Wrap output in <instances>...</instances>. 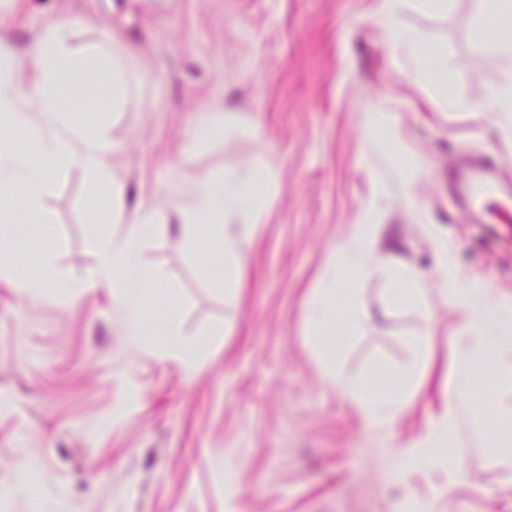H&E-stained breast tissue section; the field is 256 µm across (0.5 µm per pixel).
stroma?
Wrapping results in <instances>:
<instances>
[{
    "mask_svg": "<svg viewBox=\"0 0 512 512\" xmlns=\"http://www.w3.org/2000/svg\"><path fill=\"white\" fill-rule=\"evenodd\" d=\"M478 8L448 0L439 13L403 12L399 26L428 52L398 64L378 0H0V41L18 56L62 17L74 51L98 50L125 70V103L109 119L124 149L110 176L127 184L130 204L150 196L168 213L142 250L144 265L168 276L145 286L143 316L155 333L176 314L187 340L208 344L188 373L127 334L107 289L23 298L12 279L35 275L42 252L80 273L126 227L93 221L76 166H48L40 213H25L21 191L1 195L14 211L0 248L15 264L0 272V512H395L405 497L430 512H512V455L499 443L512 430L511 369L460 355L463 315L442 300L438 276L442 246L481 276L490 301L512 298V235L474 223L446 181L490 156L512 184V111L482 106L504 81L494 43L512 18L479 37ZM369 112L385 113L421 160L416 184L391 143L365 138ZM208 115L218 130L193 143ZM224 122L238 133L224 135ZM257 162L278 181L228 299L202 273L219 250L176 247L178 207L213 173ZM379 190L386 202L367 256L420 273L426 304H391L381 277L337 280L345 296L333 339L342 380L369 389L378 369L410 378L411 403L384 427L324 378L303 338L331 252ZM467 365L475 385L455 433L461 475L401 473Z\"/></svg>",
    "mask_w": 512,
    "mask_h": 512,
    "instance_id": "35a3bbf8",
    "label": "stroma"
}]
</instances>
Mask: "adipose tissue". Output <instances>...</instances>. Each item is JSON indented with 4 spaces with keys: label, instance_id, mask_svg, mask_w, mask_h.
Returning <instances> with one entry per match:
<instances>
[{
    "label": "adipose tissue",
    "instance_id": "adipose-tissue-1",
    "mask_svg": "<svg viewBox=\"0 0 512 512\" xmlns=\"http://www.w3.org/2000/svg\"><path fill=\"white\" fill-rule=\"evenodd\" d=\"M447 6L448 0H380V13L400 57L415 56L418 42L411 32L398 26L399 15L411 9ZM84 70L96 71L100 77L97 87L90 91L94 103L104 110L119 106L118 90L124 83L121 68L110 66L103 56L93 51L75 54L71 47V24L67 19H57L36 38L27 58L14 59L11 47L0 42V116L6 117L8 127L25 129L34 149L50 158L56 167H81L91 185L96 186L109 182L111 160L121 146L111 138L106 123L77 124L58 104L60 86L73 73ZM109 184V204L101 208L100 213L113 223H127L125 236L104 243L95 267L81 278L67 277L55 267L51 254L43 253L39 277L19 282L18 291L32 299L41 296L45 289L60 286L78 295L90 288L111 289L129 335L138 336L144 325L142 298L138 292L141 282L162 283L167 279L163 269L145 267L141 261L143 247L154 240L165 214L146 197L140 200L132 221H125L126 188L120 183ZM14 186L23 187L27 211L40 210L45 189L43 170L31 162L28 154L1 149L0 189ZM259 206V199H246L245 180L241 175L221 172L196 187L190 204L182 211L177 242L183 250L194 253L202 250L213 237L221 238L224 249L219 260L220 279L225 285V295L235 292L245 261L244 245ZM373 212V207H366L349 241L331 253L325 270L329 285L315 289L307 308L306 339L314 351L322 353L323 373L331 381L337 378L336 357L325 353L321 329L336 300L332 281L342 269L364 279L389 272L388 267L371 264L366 257L364 243L372 232ZM438 258L444 301L467 312L465 329L475 335L484 355L512 362V299L499 300L495 317H488L482 306L483 290L478 277L449 266L447 252H439ZM490 322L495 325L491 333L486 330ZM472 385L469 374L458 375L455 396L448 398L433 418L428 439L416 443L405 460L406 465H424L437 457L439 449L450 447V436L460 421L458 398L467 394Z\"/></svg>",
    "mask_w": 512,
    "mask_h": 512
}]
</instances>
